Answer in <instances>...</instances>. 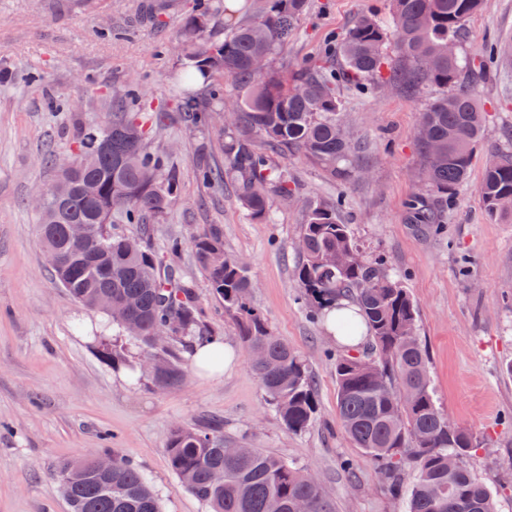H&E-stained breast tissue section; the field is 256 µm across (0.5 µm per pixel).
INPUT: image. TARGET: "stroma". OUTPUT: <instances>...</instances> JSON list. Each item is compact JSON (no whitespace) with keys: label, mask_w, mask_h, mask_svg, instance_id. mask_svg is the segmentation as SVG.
<instances>
[{"label":"stroma","mask_w":512,"mask_h":512,"mask_svg":"<svg viewBox=\"0 0 512 512\" xmlns=\"http://www.w3.org/2000/svg\"><path fill=\"white\" fill-rule=\"evenodd\" d=\"M152 5L0 0V512H69L53 477L57 463L113 452L144 471L163 512H207L180 488L165 446L175 426L214 420L225 435H248L253 447L307 471L336 512H405L411 482L390 498L336 416V357L345 348L300 300L297 245L311 200L339 203L363 255L384 262L415 301L435 402L483 442L470 469L488 482L498 512H512V210L489 213L476 192L487 161L512 150V0H483L465 23L463 52L492 61L474 88L487 121L466 186L444 224L424 234L407 202L420 189L416 132L428 93L342 83L340 118L368 146L359 172L332 181L301 156H277L293 195L256 220L231 188L196 178L200 160L223 165L224 136L193 134L180 122L185 60L171 46L182 37L185 10L158 16ZM367 13L390 25V0H310L275 67L318 63L327 39ZM131 88L139 108L166 110L147 145L170 153L182 172L176 200L155 222L153 247L190 240L209 225L223 229L224 252L248 265L269 329L302 353L315 377L318 414L305 432H289L268 404L237 321L213 296L191 248L177 271L193 282L232 359L221 377L192 367L165 391L146 376L132 384L126 369L102 359L93 333L105 315L76 303L52 277L33 205L37 187L54 177L44 156L71 157L79 128L105 119L100 95Z\"/></svg>","instance_id":"1"}]
</instances>
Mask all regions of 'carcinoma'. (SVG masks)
<instances>
[{"label":"carcinoma","mask_w":512,"mask_h":512,"mask_svg":"<svg viewBox=\"0 0 512 512\" xmlns=\"http://www.w3.org/2000/svg\"><path fill=\"white\" fill-rule=\"evenodd\" d=\"M257 6L252 22L210 41L211 7L193 0L184 21L187 58L196 70L188 86L214 78L210 95L216 107L193 100L181 105L183 122L192 132L216 128L212 114L230 105L237 119L220 128L225 135L224 171L197 168L206 184L231 181L240 205L262 219L273 199L292 195L288 173L273 158L296 152L329 177L351 176L352 161L365 147L351 140L338 123L341 110L338 76L331 66L310 65L288 75L272 66L308 0H228L227 14L238 2ZM482 0H392L393 29L386 31L370 15L360 16L345 36L328 49L340 58L343 78L355 85L367 81L412 91L430 88L435 96L420 127L421 180L428 195L407 203L416 230L426 232L442 222L448 197L467 182L477 143L484 130V112L472 90L486 64H475L461 52L448 55V42H459L465 22ZM394 55H386L388 44ZM237 95L224 99L221 80ZM103 111L112 119L83 131L77 152L68 159L47 155L56 166L52 184L39 190L44 206L38 228L68 262L52 270L57 283L82 306L96 309L103 296L116 310L104 311L118 336L100 337L101 353L141 379L142 362L155 358L165 372L151 377L154 386L172 388L185 376L180 349L195 338L216 340L198 306L193 283L177 275L174 259L188 243L213 294L237 320L249 364L267 401L292 433H302L317 412L315 382L306 359L286 339L274 335L250 300L254 282L247 266L224 254V235L208 227L185 242L166 241L160 251L142 247L117 231L114 222H151L177 196L181 172L167 153L145 148L149 131L161 112L130 113L126 98L107 96ZM112 134V149L96 154L98 141ZM97 186L95 196L85 185ZM491 213L512 207V153L489 163L477 189ZM72 224L92 227L94 241L69 235ZM296 281L314 316L344 339L366 330L370 343L360 355L336 358V414L354 447L377 463L385 490L396 495L413 478L408 512H497L488 485L472 474L469 459L481 441L436 405L428 375V358L416 336L417 307L390 270L361 255L349 225L337 216L336 203L313 201L306 208L299 238ZM347 299L357 314L336 311ZM169 333L158 345V329ZM228 437L216 424L179 425L171 431L165 452L170 471L181 487L209 512H335L321 485L288 460L260 448L225 451ZM95 459L63 460L54 473L71 512H162L160 498L144 472L130 460L112 455V471L100 473Z\"/></svg>","instance_id":"obj_1"}]
</instances>
